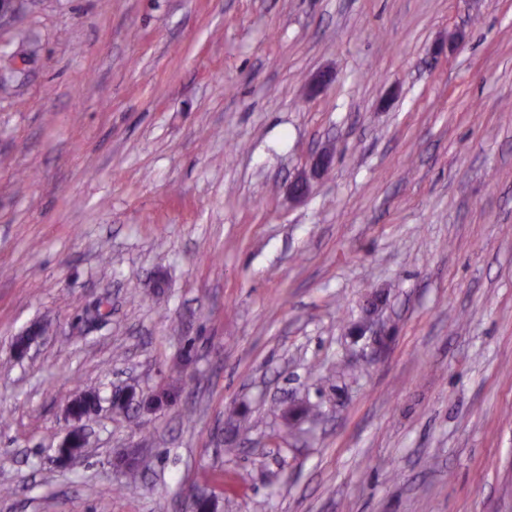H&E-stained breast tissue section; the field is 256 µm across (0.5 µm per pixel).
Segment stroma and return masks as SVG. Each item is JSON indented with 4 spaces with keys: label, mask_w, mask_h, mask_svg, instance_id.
<instances>
[{
    "label": "stroma",
    "mask_w": 512,
    "mask_h": 512,
    "mask_svg": "<svg viewBox=\"0 0 512 512\" xmlns=\"http://www.w3.org/2000/svg\"><path fill=\"white\" fill-rule=\"evenodd\" d=\"M18 28L0 512H512V0H16L0 67Z\"/></svg>",
    "instance_id": "stroma-1"
}]
</instances>
